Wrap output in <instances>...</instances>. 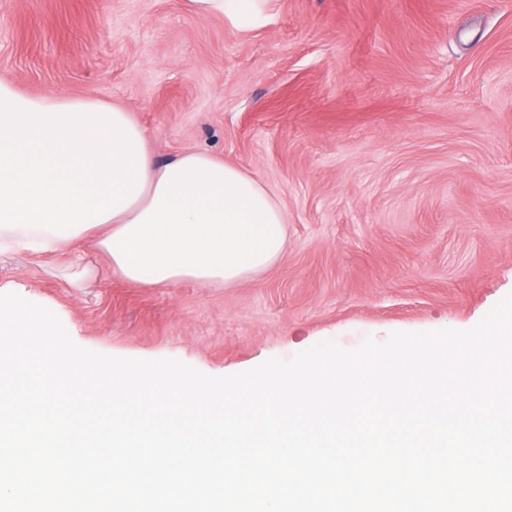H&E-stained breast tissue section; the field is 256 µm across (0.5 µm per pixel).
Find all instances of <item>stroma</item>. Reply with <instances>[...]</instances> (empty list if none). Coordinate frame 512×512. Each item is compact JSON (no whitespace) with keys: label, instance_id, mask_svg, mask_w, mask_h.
Segmentation results:
<instances>
[{"label":"stroma","instance_id":"obj_1","mask_svg":"<svg viewBox=\"0 0 512 512\" xmlns=\"http://www.w3.org/2000/svg\"><path fill=\"white\" fill-rule=\"evenodd\" d=\"M243 35L184 0H0V80L118 103L158 157L254 174L283 255L231 288H76L0 259L101 354L223 377L332 340L468 330L512 293V0H275Z\"/></svg>","mask_w":512,"mask_h":512}]
</instances>
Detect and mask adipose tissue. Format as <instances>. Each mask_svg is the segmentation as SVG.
Here are the masks:
<instances>
[{
    "mask_svg": "<svg viewBox=\"0 0 512 512\" xmlns=\"http://www.w3.org/2000/svg\"><path fill=\"white\" fill-rule=\"evenodd\" d=\"M269 0H187L249 32ZM127 281L231 287L282 254L287 220L264 183L223 159L184 151L158 162L144 127L118 104L28 96L0 80V255L68 256L73 285L98 276L84 246Z\"/></svg>",
    "mask_w": 512,
    "mask_h": 512,
    "instance_id": "ef3b65f1",
    "label": "adipose tissue"
}]
</instances>
